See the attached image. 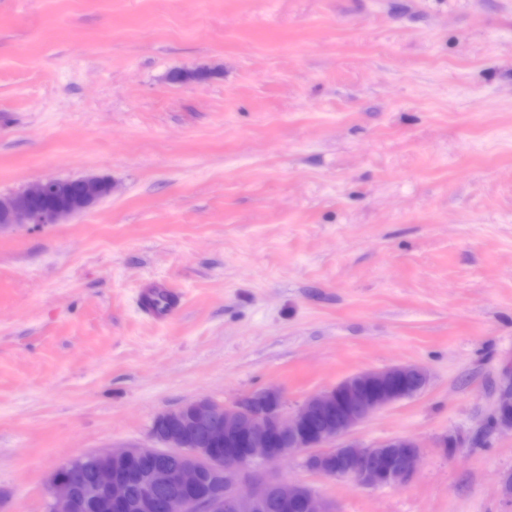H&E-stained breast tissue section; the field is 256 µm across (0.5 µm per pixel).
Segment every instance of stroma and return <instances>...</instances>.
<instances>
[{
  "label": "stroma",
  "mask_w": 512,
  "mask_h": 512,
  "mask_svg": "<svg viewBox=\"0 0 512 512\" xmlns=\"http://www.w3.org/2000/svg\"><path fill=\"white\" fill-rule=\"evenodd\" d=\"M86 175L111 196L0 229V512L189 400L395 364L427 390L353 437L419 440L408 485L273 476L333 512H512V0H0V197ZM500 398L493 411L492 424L512 431V365L507 364L501 371L498 385Z\"/></svg>",
  "instance_id": "stroma-1"
}]
</instances>
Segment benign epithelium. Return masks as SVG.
Returning <instances> with one entry per match:
<instances>
[{
  "mask_svg": "<svg viewBox=\"0 0 512 512\" xmlns=\"http://www.w3.org/2000/svg\"><path fill=\"white\" fill-rule=\"evenodd\" d=\"M71 195L70 179L45 178L0 198V227L58 224L88 210L112 192V181L89 175ZM427 372L397 365L351 375L314 394L295 410L284 392L265 389L232 404L188 402L157 416L151 448L103 452L93 480L69 461V476L55 471L47 485L48 512H265L272 502L286 510L333 512L302 483L280 480L267 469L292 452L307 470L362 488L401 487L416 475L421 445L394 437L363 445L354 428L382 408L427 387ZM492 424L512 431V365L501 371ZM138 487L137 498L131 488Z\"/></svg>",
  "mask_w": 512,
  "mask_h": 512,
  "instance_id": "7a95c632",
  "label": "benign epithelium"
}]
</instances>
